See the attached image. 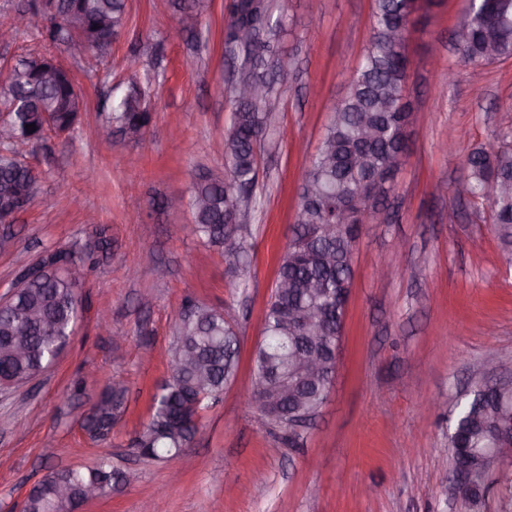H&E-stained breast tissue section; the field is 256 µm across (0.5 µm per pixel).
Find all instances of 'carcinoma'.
I'll list each match as a JSON object with an SVG mask.
<instances>
[{"instance_id": "1", "label": "carcinoma", "mask_w": 512, "mask_h": 512, "mask_svg": "<svg viewBox=\"0 0 512 512\" xmlns=\"http://www.w3.org/2000/svg\"><path fill=\"white\" fill-rule=\"evenodd\" d=\"M409 0H374L370 34L360 67L348 94L331 108V119L316 152L305 168L300 185L292 239L278 263L276 283L264 319L262 343L254 356V375L270 388L288 381L294 391L279 412L268 417L283 435L297 433L303 414H317L332 383L327 379H303L294 374L293 357L312 351L338 348L344 332V308L336 298L351 288L352 255L359 232L346 231L336 238L321 231L339 210H348L354 223L377 217L388 195L359 199L365 180L386 166L405 146L404 128L410 124L402 63L403 30L411 23ZM112 19L118 34L127 19L126 0H60L58 13L46 18L42 40L63 44L90 36L98 20ZM463 23L465 42L454 46L461 62L489 64L512 58V0H480L467 12ZM258 33L252 46L251 80L263 90L254 100L232 99L233 115L224 135V175L209 173L197 178L187 201L193 215L192 232L217 249L230 264L245 263L247 249L242 237L243 219L255 200L258 151L266 139L272 102L278 86L291 71V61L278 54L285 31L283 18H273L269 0H232L223 18L224 49L236 45V31ZM49 54L31 49L17 59L0 87V107L14 100L21 106L13 114L18 134L32 146L45 139V125L54 123L72 133L87 101L75 82L48 83L39 78L35 63ZM151 121L145 92L133 82L111 101L105 125L123 133L135 130L141 141ZM35 125L30 133L25 126ZM14 143L0 141V210L12 205L29 186L27 169L16 160ZM459 184L471 197L489 202L492 230L512 246V192L495 187L512 186V148L478 147L467 157ZM93 235L85 243L44 250L33 265L39 275L18 289L0 307V378L12 380L38 375L58 357L75 332L82 311L76 294L79 281L69 277L65 266L92 270L108 255L111 239L106 228L92 224ZM234 237L235 246L228 244ZM313 310L320 331L309 333L288 320L291 309ZM28 320L27 355L12 352L14 326ZM171 372L154 395L153 413L132 439V447L154 460H173L189 448L199 432L204 402L216 400L236 377L239 338L223 312L191 298L185 299L174 324ZM124 380L108 381L94 410L83 416L81 427L93 441L106 440L126 409ZM512 404V395L496 392L481 398L470 396L449 413L452 432L448 448H485L488 429L495 417L494 403ZM127 482V476L104 461L84 470L50 471L27 495L23 512H72L85 501V489L94 486L110 494Z\"/></svg>"}]
</instances>
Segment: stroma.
Masks as SVG:
<instances>
[{"label":"stroma","mask_w":512,"mask_h":512,"mask_svg":"<svg viewBox=\"0 0 512 512\" xmlns=\"http://www.w3.org/2000/svg\"><path fill=\"white\" fill-rule=\"evenodd\" d=\"M230 2L212 0L191 18L174 0H128L129 20L106 52L73 59L51 49L88 107L73 135L22 149L45 177L12 245L0 251V296L43 247L86 237L87 213L107 228L112 253L79 288L82 317L58 361L0 391V512H18L49 469H83L102 458L128 483L81 512H512L510 457L485 476L478 503L455 492L442 413L490 380L492 369L512 370V263L490 229L488 202L455 196L473 149L512 145V58L459 64L451 34L467 0H440L428 15L414 14L406 38L409 151L387 222L366 221L354 249L334 389L313 424L288 441L251 400L252 353L291 238L302 172L361 63L373 2L272 0L286 20L280 48L296 70L274 101L258 156L241 270L191 233L189 211L162 206L189 195L198 175L224 170L233 65L221 27ZM177 24L188 34L173 42L166 33ZM133 79L152 116L137 143L101 125L112 96ZM146 251L156 263L138 268ZM381 264L395 265L396 275L377 278ZM188 297L237 320L239 368L204 411L186 454L148 459L130 439L170 373V314ZM102 308L122 337L99 330ZM111 376L125 379L127 408L111 439L95 443L80 421ZM79 379L84 390L74 400ZM430 401L441 411H425Z\"/></svg>","instance_id":"35a3bbf8"}]
</instances>
